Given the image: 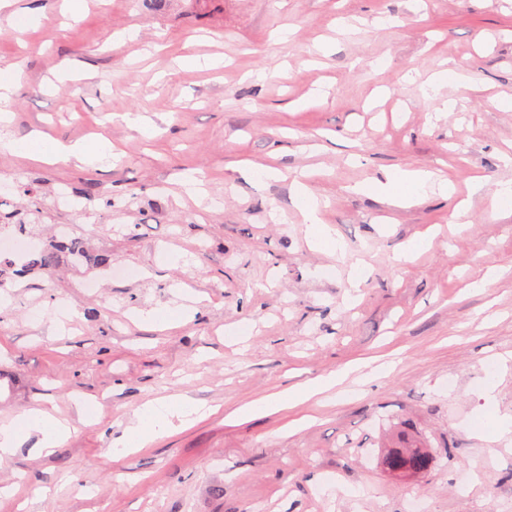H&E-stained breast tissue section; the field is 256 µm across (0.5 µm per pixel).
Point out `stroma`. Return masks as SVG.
<instances>
[{
  "label": "stroma",
  "mask_w": 512,
  "mask_h": 512,
  "mask_svg": "<svg viewBox=\"0 0 512 512\" xmlns=\"http://www.w3.org/2000/svg\"><path fill=\"white\" fill-rule=\"evenodd\" d=\"M77 26L17 27L0 11V68L18 67L8 137L108 138L109 161L0 155L14 208L64 224L111 268L5 285L0 420L42 407L72 430L51 454L23 440L0 470V512H512V0H84ZM396 22L379 27L375 18ZM185 56L218 59L189 67ZM456 60L475 94L428 78ZM456 112L437 114L441 98ZM151 125L146 136L127 124ZM256 176L243 177L240 160ZM283 178L269 181L267 168ZM434 168L452 197L406 209L349 185ZM308 170L344 256L311 250L290 177ZM483 186L471 190L472 175ZM204 180L208 195L181 186ZM83 199L75 212L58 205ZM465 201V229L454 207ZM280 223H273L272 210ZM430 236L432 248L395 252ZM364 282L346 300L351 264ZM498 275L486 280L489 268ZM484 288H475L478 280ZM73 315L55 331L58 300ZM186 307L176 328L145 312ZM371 357L395 371L274 413L233 411ZM494 385L495 402L484 391ZM213 408L145 448L113 437L145 403ZM422 434L412 480L379 465L383 433Z\"/></svg>",
  "instance_id": "obj_1"
}]
</instances>
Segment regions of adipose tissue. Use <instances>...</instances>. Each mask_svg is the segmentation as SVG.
I'll return each instance as SVG.
<instances>
[{"mask_svg": "<svg viewBox=\"0 0 512 512\" xmlns=\"http://www.w3.org/2000/svg\"><path fill=\"white\" fill-rule=\"evenodd\" d=\"M109 149L110 144L105 140L92 145H67L47 138L37 131L31 132L23 142L0 137V153H22L33 160L49 164L71 159L91 164ZM292 185L311 246L316 249L324 248L333 253L341 251V243L333 238L331 228L324 224L319 216L318 199L308 192L300 180H293ZM428 186L437 187L440 195L448 193L447 184L437 182L434 172L426 169L396 171L388 175L386 180L375 181L372 188L386 197L393 206L408 208L421 199L424 188ZM346 376V371L341 370L313 382L294 386L288 393L265 396L248 407L236 410L234 416L248 420L264 413L278 411L290 405L295 399L310 398L332 389ZM204 414L202 407L180 397L157 400L136 414L131 424L114 439L113 445L125 452L145 447L151 441L165 435L174 423L190 422L203 417ZM69 432L70 429L64 422L39 409H26L12 419L1 421L0 468L10 465L23 435L38 434L36 449L41 452L58 447Z\"/></svg>", "mask_w": 512, "mask_h": 512, "instance_id": "adipose-tissue-1", "label": "adipose tissue"}]
</instances>
